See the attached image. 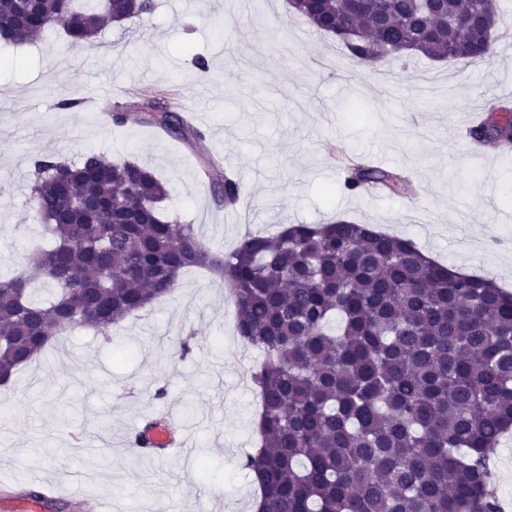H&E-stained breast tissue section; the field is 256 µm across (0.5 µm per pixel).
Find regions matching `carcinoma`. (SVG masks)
<instances>
[{"instance_id": "obj_1", "label": "carcinoma", "mask_w": 512, "mask_h": 512, "mask_svg": "<svg viewBox=\"0 0 512 512\" xmlns=\"http://www.w3.org/2000/svg\"><path fill=\"white\" fill-rule=\"evenodd\" d=\"M315 30L352 58L427 57L452 67L489 58L499 0H293ZM154 0H0V39L31 41L62 27L91 49L102 27L150 16ZM478 14V28L457 25ZM113 123L201 137L168 103L131 100ZM512 149V106L470 131ZM212 192L234 205L240 182L202 160ZM350 194L407 180L362 160L344 164ZM33 200L51 238L0 278V384L75 327L107 330L175 293L201 269L227 282L238 335L262 350L250 380L260 399L258 443L243 467L259 512H502L489 453L512 431V293L441 265L409 239L338 219L245 233L229 253L166 215L168 189L149 168L99 155L34 162ZM35 270L52 289L29 292ZM338 320L331 334L326 325Z\"/></svg>"}]
</instances>
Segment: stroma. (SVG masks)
I'll use <instances>...</instances> for the list:
<instances>
[{"mask_svg": "<svg viewBox=\"0 0 512 512\" xmlns=\"http://www.w3.org/2000/svg\"><path fill=\"white\" fill-rule=\"evenodd\" d=\"M154 3L142 21L105 27L92 49H71L59 30L0 46L1 273L45 237L34 160L97 154L150 167L168 186L165 211L215 249L342 216L512 291V154L470 149L466 136L491 100L512 101V35L477 66L424 57L368 66L286 0H263L258 20L244 0ZM91 84L111 91L114 108L174 98L205 116L201 137L189 145L99 110L58 109ZM338 145L404 173L409 192H344ZM205 155L240 181L234 210L215 203ZM261 357L236 333L228 284L196 269L139 317L73 329L0 387V512L9 493L47 487L66 512L95 502L105 512H251L256 491L241 462L259 403L240 378ZM165 408L187 449L160 464L137 458L132 433Z\"/></svg>", "mask_w": 512, "mask_h": 512, "instance_id": "1", "label": "stroma"}]
</instances>
